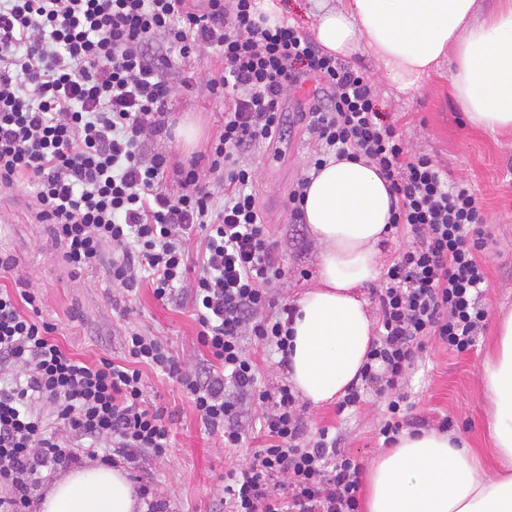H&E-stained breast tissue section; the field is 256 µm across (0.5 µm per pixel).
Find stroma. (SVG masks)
Wrapping results in <instances>:
<instances>
[{
  "label": "stroma",
  "mask_w": 512,
  "mask_h": 512,
  "mask_svg": "<svg viewBox=\"0 0 512 512\" xmlns=\"http://www.w3.org/2000/svg\"><path fill=\"white\" fill-rule=\"evenodd\" d=\"M346 62L368 75L382 110L399 119L412 151L431 155L451 177L470 182L492 234L484 254L489 287L483 304L491 316L512 310V133L492 135L465 125L448 85L447 64H440L420 91L404 94L367 51L351 54ZM215 63L212 57L190 67L174 62L172 73L178 81L186 69H193L192 85H178L170 96L167 117L175 129L173 139L150 142V150L168 153L176 163L205 153L224 119L223 101L210 97L204 86ZM307 102L306 91L290 93L284 102L286 125L280 143L273 149H254L247 158L256 174L260 209L287 272L275 295L287 303L314 285L319 262L318 246L305 252L298 247L300 227L286 207L289 190L302 178L316 149L299 118ZM0 252L14 259L11 271L0 275V284L11 288L28 283L41 297L43 318L57 324L58 339L77 356H122L123 332L131 323L166 342L186 367L200 361L202 349L190 305L163 304L144 281L132 296H125L113 288L104 266L91 272L68 267L60 242L49 225L37 219L26 186L0 189ZM127 305L132 313L126 318L122 309ZM495 331V324H488L475 347L462 353L427 342L400 389L410 417L421 429L435 430L441 421H449L450 431L464 436L488 463L493 460L487 428L490 402L481 371L492 352ZM145 391L171 417V446L165 458L147 456L129 470L131 482L149 483L169 503L170 512H214L224 494L225 468L246 466L262 444L256 425L260 407L246 406L247 436L241 447L228 448L220 434L204 427L177 384L149 371ZM389 400V395L371 390L356 408L342 412L334 402L308 405L304 418L312 433L324 426L335 428L340 448L367 467L383 447L379 428Z\"/></svg>",
  "instance_id": "1"
}]
</instances>
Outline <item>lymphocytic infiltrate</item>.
<instances>
[{
  "mask_svg": "<svg viewBox=\"0 0 512 512\" xmlns=\"http://www.w3.org/2000/svg\"><path fill=\"white\" fill-rule=\"evenodd\" d=\"M211 49L221 64L205 86L223 100L224 122L204 159L176 165L172 192L167 156L147 151L172 136L167 69ZM310 78V167L365 158L396 199L392 231L413 239L372 291L377 337L343 411L372 384L396 389L427 338L465 352L485 330L490 235L470 185L409 151L362 70L295 25L268 23L254 0H0V186L32 187L71 268L108 258L113 285L130 292L145 280L155 299L191 305L205 352L184 371L167 344L134 327L123 358L83 360L42 318L32 288L0 286V512H28L43 471L81 465V444L111 445L105 465L116 453L163 457L170 428L146 398L147 367L183 388L225 447L243 439L245 405H260L264 444L225 471L223 512H359L361 463L330 428L305 441L292 384L259 386L245 350L253 339L287 366L296 307L272 296L285 270L243 158L281 140L284 98Z\"/></svg>",
  "mask_w": 512,
  "mask_h": 512,
  "instance_id": "lymphocytic-infiltrate-1",
  "label": "lymphocytic infiltrate"
}]
</instances>
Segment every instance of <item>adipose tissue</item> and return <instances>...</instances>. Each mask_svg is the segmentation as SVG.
Wrapping results in <instances>:
<instances>
[{
    "instance_id": "obj_1",
    "label": "adipose tissue",
    "mask_w": 512,
    "mask_h": 512,
    "mask_svg": "<svg viewBox=\"0 0 512 512\" xmlns=\"http://www.w3.org/2000/svg\"><path fill=\"white\" fill-rule=\"evenodd\" d=\"M320 45L368 50L404 93L449 61L448 84L467 123L512 131V0L480 13L477 0H339L317 16ZM392 197L371 165L329 159L307 187L304 221L320 248L315 286L296 302L289 379L312 406L344 395L374 338L366 287L381 276ZM492 405L495 473L458 434H403L367 474L366 512H512V311L496 323L482 369ZM119 468L73 470L54 480L38 512H142Z\"/></svg>"
}]
</instances>
